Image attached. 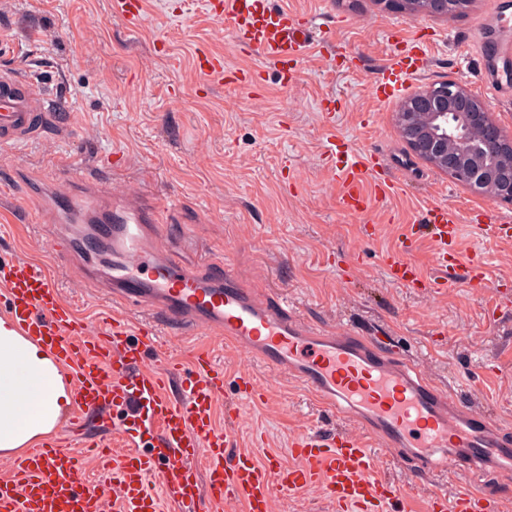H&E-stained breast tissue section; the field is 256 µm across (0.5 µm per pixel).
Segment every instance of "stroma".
I'll list each match as a JSON object with an SVG mask.
<instances>
[{
  "mask_svg": "<svg viewBox=\"0 0 512 512\" xmlns=\"http://www.w3.org/2000/svg\"><path fill=\"white\" fill-rule=\"evenodd\" d=\"M271 2L333 30L332 44L301 64L292 86L235 42L230 23L213 19L206 0H146L148 23L138 31L114 0H0V68L27 70L71 124L68 138L47 133L0 148V256L52 259L43 203L29 182L61 171L77 178L93 165L115 170L109 190L144 189L166 204L162 233L185 261L229 262L253 287L288 295L315 326L394 336L432 379L460 380L459 400L495 406L512 439V298L462 280L423 295L391 283L379 262L428 206L448 205L462 218L485 207L512 222V204L470 193L413 154L394 126L397 99L380 101L370 90L373 71L419 42L429 65L406 92L459 81L476 93L494 78L506 93L489 105L512 131V74L473 43L496 36L491 0H471L448 18L410 17L381 0ZM201 48L232 68L260 66L256 91L201 87L194 68ZM326 96L340 101L329 115L318 108ZM330 128L354 151L380 153L401 183L375 214L372 238H364L359 217L338 207L323 155ZM461 249L484 252L493 278L512 289V241L468 231ZM77 278L73 269L56 276L77 315L104 314L108 301ZM172 344L183 354L210 348L233 372L253 369L268 398L244 406L239 447L255 459L287 455L297 430L335 429L298 386L207 335L176 331Z\"/></svg>",
  "mask_w": 512,
  "mask_h": 512,
  "instance_id": "1",
  "label": "stroma"
}]
</instances>
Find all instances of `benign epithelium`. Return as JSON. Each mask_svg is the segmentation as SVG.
Returning a JSON list of instances; mask_svg holds the SVG:
<instances>
[{
  "mask_svg": "<svg viewBox=\"0 0 512 512\" xmlns=\"http://www.w3.org/2000/svg\"><path fill=\"white\" fill-rule=\"evenodd\" d=\"M410 16L446 17L458 0H385ZM394 124L407 146L471 192L512 204V131L465 85L448 81L402 99Z\"/></svg>",
  "mask_w": 512,
  "mask_h": 512,
  "instance_id": "obj_1",
  "label": "benign epithelium"
}]
</instances>
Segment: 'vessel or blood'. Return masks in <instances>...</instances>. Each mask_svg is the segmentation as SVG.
Wrapping results in <instances>:
<instances>
[{"mask_svg": "<svg viewBox=\"0 0 512 512\" xmlns=\"http://www.w3.org/2000/svg\"><path fill=\"white\" fill-rule=\"evenodd\" d=\"M133 28L145 22L144 0H116ZM215 19L229 21L236 41L261 59L280 66L286 84H296L299 66L329 34L306 17L268 0H213ZM201 84L232 79L248 86L257 70L228 71L222 55L199 50ZM416 63L393 60L374 83L377 98L391 96L398 80ZM67 133L54 101L16 70H0V145H20L48 126ZM336 159L342 210L367 216L397 190L396 180L373 156L346 149L331 138L324 146ZM53 264L66 270L81 264L70 225L105 216L112 226V268L83 269L86 282L113 304L116 313L80 319L44 265L0 259V314L27 342L45 349L71 396L70 407L46 441L31 442L0 456V512H197L208 498L215 512H272L274 500L300 489L322 490L333 512H379L407 503L412 488L378 475L376 448L396 460L415 463L413 479L443 471L479 472L512 481V440L505 438L493 410H474L458 401L452 387L435 384L418 361L394 350L389 340L353 331L315 328L287 298L247 284L233 265L222 273L193 267L162 245L164 212L147 194L133 191L102 197L92 187L70 194L55 207ZM483 238L512 236L490 211L469 224ZM435 263L444 276L429 278L413 261L415 239L405 231L381 254L388 279L402 288L439 294L450 287L449 270L463 267L466 282L489 285L487 262L473 253L460 262L462 235L457 215L445 206L426 211ZM202 331L289 376L339 420L336 431H297L287 457L256 464L238 450L241 402L264 401L266 391L248 371L229 373L208 351L189 361L170 354L169 330ZM232 402H224L226 389ZM224 404V428L215 408ZM108 448L112 467L102 483L85 486L86 460L75 446ZM157 477L161 494L148 487ZM423 512H512V500L471 481L450 493L432 492Z\"/></svg>", "mask_w": 512, "mask_h": 512, "instance_id": "b4317fda", "label": "vessel or blood"}]
</instances>
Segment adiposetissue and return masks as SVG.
Masks as SVG:
<instances>
[{"label":"adipose tissue","mask_w":512,"mask_h":512,"mask_svg":"<svg viewBox=\"0 0 512 512\" xmlns=\"http://www.w3.org/2000/svg\"><path fill=\"white\" fill-rule=\"evenodd\" d=\"M67 401L47 352L0 320V450L49 432Z\"/></svg>","instance_id":"1"}]
</instances>
